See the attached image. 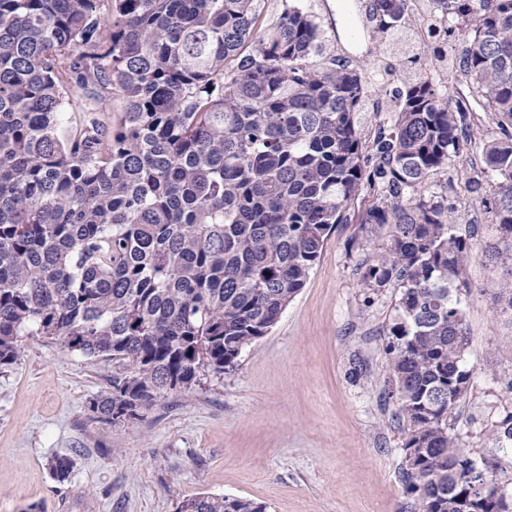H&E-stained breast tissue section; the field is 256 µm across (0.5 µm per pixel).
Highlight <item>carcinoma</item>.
Instances as JSON below:
<instances>
[{"label": "carcinoma", "mask_w": 512, "mask_h": 512, "mask_svg": "<svg viewBox=\"0 0 512 512\" xmlns=\"http://www.w3.org/2000/svg\"><path fill=\"white\" fill-rule=\"evenodd\" d=\"M370 9L392 45L414 15L410 0ZM261 22L259 0H0V366L22 336L58 340L117 369L95 418L136 419L270 332L366 185L359 223L386 239L360 286L400 289L385 354L418 452L403 480L419 512H460L451 470L474 458L448 420L472 377L461 295L478 250L422 188L471 142L464 77L497 117L481 145L495 189L471 192L497 224L489 258L512 268V0H428L426 52L397 53L394 116L368 138L367 78L312 61L319 23L293 7L257 39ZM488 432L512 445V411ZM477 461L491 497L495 465ZM180 512L266 505L203 495Z\"/></svg>", "instance_id": "carcinoma-1"}]
</instances>
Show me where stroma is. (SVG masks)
Segmentation results:
<instances>
[{
  "mask_svg": "<svg viewBox=\"0 0 512 512\" xmlns=\"http://www.w3.org/2000/svg\"><path fill=\"white\" fill-rule=\"evenodd\" d=\"M292 5L324 32L316 63L346 58L372 77L367 108L356 115L371 134L390 119L379 106L394 86L374 79L371 29L347 36L365 0H260L265 23ZM471 122V146L428 180L425 193L456 206L458 232L480 250L469 267L474 290L463 299L471 385L454 428L472 457L496 462L498 482L512 494V447L487 437L488 424L512 411V314L498 300L512 288V270L485 257L495 226L468 183L479 176L495 183L483 173L479 144L496 124L483 111ZM377 245L357 222L335 225L304 288L266 336L233 368H202L189 390L159 398L139 419L112 424L90 412V400L111 389V363L23 337L19 359L0 368V512L32 502L46 512H179L203 494L252 499L267 512H415L401 480L403 425L385 383L384 342L399 291L368 294L357 274ZM58 456L73 462L62 482L52 474Z\"/></svg>",
  "mask_w": 512,
  "mask_h": 512,
  "instance_id": "obj_1",
  "label": "stroma"
}]
</instances>
